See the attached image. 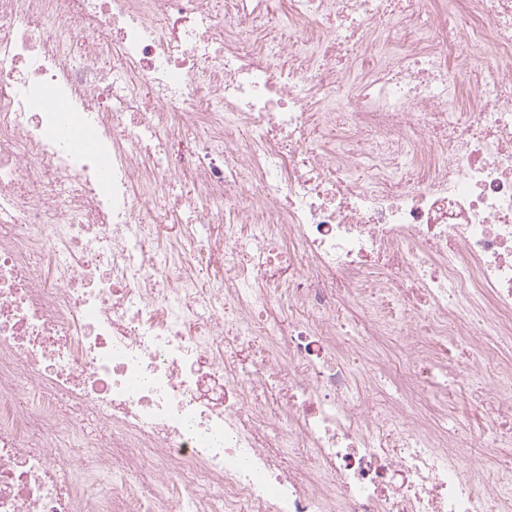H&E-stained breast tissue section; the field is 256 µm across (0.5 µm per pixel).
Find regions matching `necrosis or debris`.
Instances as JSON below:
<instances>
[{"label": "necrosis or debris", "mask_w": 512, "mask_h": 512, "mask_svg": "<svg viewBox=\"0 0 512 512\" xmlns=\"http://www.w3.org/2000/svg\"><path fill=\"white\" fill-rule=\"evenodd\" d=\"M454 10L0 0V512H512V0Z\"/></svg>", "instance_id": "1"}]
</instances>
